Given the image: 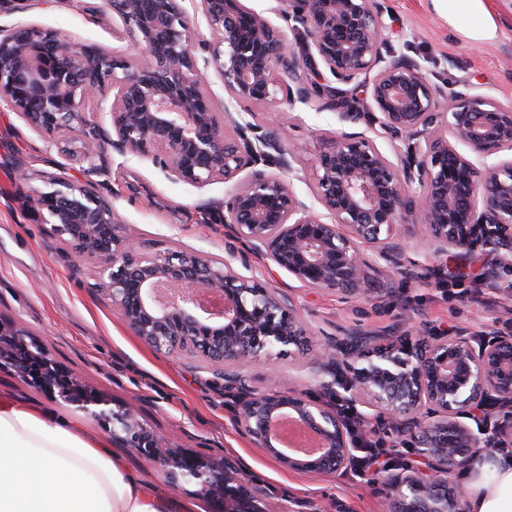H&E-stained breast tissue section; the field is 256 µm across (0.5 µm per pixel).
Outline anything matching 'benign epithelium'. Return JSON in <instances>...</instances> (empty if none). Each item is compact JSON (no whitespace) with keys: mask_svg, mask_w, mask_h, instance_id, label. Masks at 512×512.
Segmentation results:
<instances>
[{"mask_svg":"<svg viewBox=\"0 0 512 512\" xmlns=\"http://www.w3.org/2000/svg\"><path fill=\"white\" fill-rule=\"evenodd\" d=\"M196 2L211 35L201 66L181 0H104L122 25L112 34L139 50L133 63L53 30L0 27V102L54 145L76 133L77 157L89 163L82 180L43 177L29 206L76 262L97 260V288L134 335L158 352L198 358L224 379V391L237 396V428L255 447L289 471L337 473L360 440L336 400L282 390L274 372L259 391L241 372L301 348L308 336L293 299L247 273L249 257L346 300L371 292L367 270L377 260L406 272V238L417 227L438 259L512 239V108L467 84L447 93L419 60L387 51L379 0H287L297 53L241 0ZM210 66L238 103L315 98L340 121L378 127L403 149L393 161L364 133L343 132L319 150L317 201L333 218L325 222L279 176L291 170L293 153L274 130L216 111L204 89ZM362 88L375 111H349ZM85 102L110 112L112 134L86 120ZM110 150L149 159L168 179L192 185L229 183L249 171L213 216L231 232L224 260L201 251L147 253L126 235L91 179L109 175ZM310 368L323 393L342 385L377 428L398 435L392 447L424 461L420 468L398 453L383 467L389 512H466L465 489L448 475L512 447L511 333L475 343L462 331L427 326L413 338L351 328L328 337ZM1 369L105 424L168 486L208 500L214 512H269L267 492L240 479L235 459L173 447L144 426L134 404L97 396L41 339L0 318ZM284 414L320 437V452L280 447L274 424Z\"/></svg>","mask_w":512,"mask_h":512,"instance_id":"obj_1","label":"benign epithelium"}]
</instances>
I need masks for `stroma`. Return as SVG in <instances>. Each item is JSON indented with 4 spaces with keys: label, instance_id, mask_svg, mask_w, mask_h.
I'll use <instances>...</instances> for the list:
<instances>
[{
    "label": "stroma",
    "instance_id": "stroma-1",
    "mask_svg": "<svg viewBox=\"0 0 512 512\" xmlns=\"http://www.w3.org/2000/svg\"><path fill=\"white\" fill-rule=\"evenodd\" d=\"M384 34L396 50L412 46L430 81L444 90L470 84L502 106H512V14L499 20L501 35L491 42L461 36L432 7L430 0H382ZM24 22L65 34L75 42L134 59L127 41L112 35V14L101 0H25L21 11L0 16V26ZM205 90L217 110L240 113L276 129L282 146L293 151L286 173L293 190L311 205L316 199L312 175L315 155L350 124L317 100L282 110L280 102L233 101L218 73ZM111 175L101 187L127 235L160 250H200L224 256L225 229L204 222L205 211H218L230 186L174 183L151 162L110 156ZM27 180H20L19 172ZM65 173L83 178V167L49 145L19 113L0 104V317L44 341L56 361L103 398L135 404L142 422L178 448L202 454L226 453L244 463L241 477L265 488L271 512H285L289 500L304 501L317 512H387L379 483H367L350 471L335 475L290 472L245 438L235 425V404L213 383L201 362L156 352L124 323L96 289L94 263L75 264L70 247L53 236L32 213L26 198L44 175ZM409 257L414 276L373 268L378 288L398 301L383 304L368 297L348 301L303 286L264 258L253 271L272 288L289 294L311 332L303 349L275 360L282 387H307L313 381L307 363L325 336L355 325L374 330H412L422 324L468 329L472 336L512 332V262L479 247L463 272L439 267L430 253L414 247ZM0 394L60 417L77 416L75 407L50 399L10 371L0 372Z\"/></svg>",
    "mask_w": 512,
    "mask_h": 512
}]
</instances>
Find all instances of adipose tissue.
Masks as SVG:
<instances>
[{"mask_svg": "<svg viewBox=\"0 0 512 512\" xmlns=\"http://www.w3.org/2000/svg\"><path fill=\"white\" fill-rule=\"evenodd\" d=\"M465 37L490 42L499 27L487 0H431ZM470 512H512V464L470 471ZM0 512H194L159 493L102 437L80 423L0 396Z\"/></svg>", "mask_w": 512, "mask_h": 512, "instance_id": "obj_1", "label": "adipose tissue"}]
</instances>
